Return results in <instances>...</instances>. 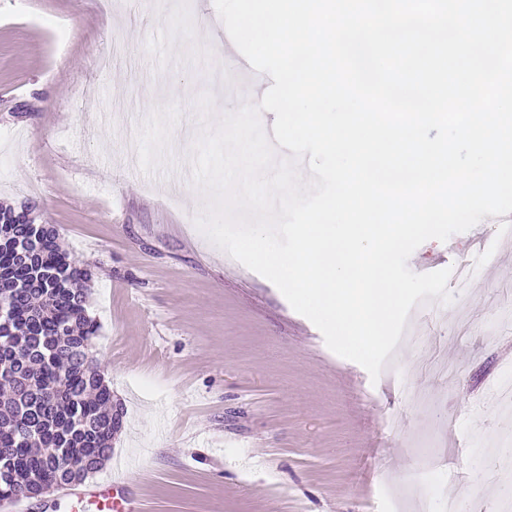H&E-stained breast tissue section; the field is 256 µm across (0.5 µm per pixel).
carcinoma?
Returning a JSON list of instances; mask_svg holds the SVG:
<instances>
[{
  "mask_svg": "<svg viewBox=\"0 0 512 512\" xmlns=\"http://www.w3.org/2000/svg\"><path fill=\"white\" fill-rule=\"evenodd\" d=\"M92 280L55 226L0 207V502L80 483L112 452L122 413L89 359Z\"/></svg>",
  "mask_w": 512,
  "mask_h": 512,
  "instance_id": "obj_1",
  "label": "carcinoma"
}]
</instances>
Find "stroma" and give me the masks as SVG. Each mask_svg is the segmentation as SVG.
<instances>
[{
	"label": "stroma",
	"mask_w": 512,
	"mask_h": 512,
	"mask_svg": "<svg viewBox=\"0 0 512 512\" xmlns=\"http://www.w3.org/2000/svg\"><path fill=\"white\" fill-rule=\"evenodd\" d=\"M213 0H0V204L32 205L94 278V356L123 411L89 483L118 478L141 512H414L428 479L494 512L475 436L512 430L485 403L512 347V244L495 224L409 257L416 273L473 260L470 288L412 308L419 332L378 380L341 358L269 280L194 224L197 100L240 53L201 17ZM469 320L458 331L457 314ZM445 358L454 371H429ZM431 399L427 409L408 395Z\"/></svg>",
	"instance_id": "obj_1"
}]
</instances>
